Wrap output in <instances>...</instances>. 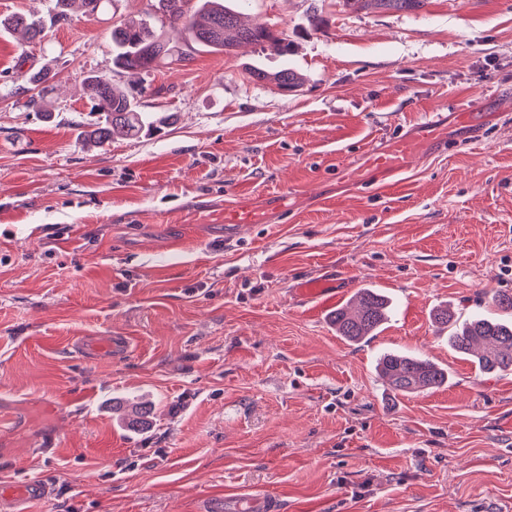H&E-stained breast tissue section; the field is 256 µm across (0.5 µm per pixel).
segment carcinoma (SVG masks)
<instances>
[{
	"instance_id": "1",
	"label": "carcinoma",
	"mask_w": 512,
	"mask_h": 512,
	"mask_svg": "<svg viewBox=\"0 0 512 512\" xmlns=\"http://www.w3.org/2000/svg\"><path fill=\"white\" fill-rule=\"evenodd\" d=\"M359 10H416L425 0H346ZM80 5L93 17L102 13L112 0H56L58 12L44 17L38 12L19 13L0 19V27L19 30L29 41L42 38L47 24L66 18L68 6ZM181 36L183 45H176L169 36ZM241 43L268 46L281 55L288 53L287 39L273 27L246 24L238 12L224 0H157L154 14L145 18H128L112 25L110 52L112 63L123 70L149 72L162 64L187 63L197 47L221 50L230 55ZM250 78L269 81L280 90L295 92L303 78L285 67L275 72L248 70ZM87 98L100 114L86 137L90 143L103 146L115 140L138 136L158 129L168 117H156L139 109L133 94L112 84V81L91 74L86 77ZM357 306L349 311L342 307L331 315L336 332L358 342L375 334L389 310L384 296L372 288H364L356 296ZM449 339L456 350L475 357L474 363L486 373L512 369V319L505 320L483 314L472 316L461 328L452 331ZM378 371L390 388L401 394H415L434 389L448 381V374L434 362L412 354L388 352L378 363Z\"/></svg>"
}]
</instances>
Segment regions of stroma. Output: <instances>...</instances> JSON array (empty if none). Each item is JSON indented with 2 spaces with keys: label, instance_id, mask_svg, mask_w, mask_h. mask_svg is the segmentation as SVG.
<instances>
[{
  "label": "stroma",
  "instance_id": "1",
  "mask_svg": "<svg viewBox=\"0 0 512 512\" xmlns=\"http://www.w3.org/2000/svg\"><path fill=\"white\" fill-rule=\"evenodd\" d=\"M226 3L275 23L288 54L117 71L112 25L149 0L71 11L40 42L0 31V485L50 484L31 512H213L238 490L281 512H512V370L479 372L433 320L512 293V0ZM254 66L304 83L283 93ZM90 74L168 123L88 146ZM469 106L476 144L455 123ZM431 112L444 148L391 185L361 171ZM231 202L257 223L225 227ZM320 275L389 298L376 336L349 343L297 297ZM86 336L131 347L86 358ZM388 351L447 384L392 392ZM130 396L152 405L135 431ZM359 10H416L424 6V0H346Z\"/></svg>",
  "mask_w": 512,
  "mask_h": 512
}]
</instances>
